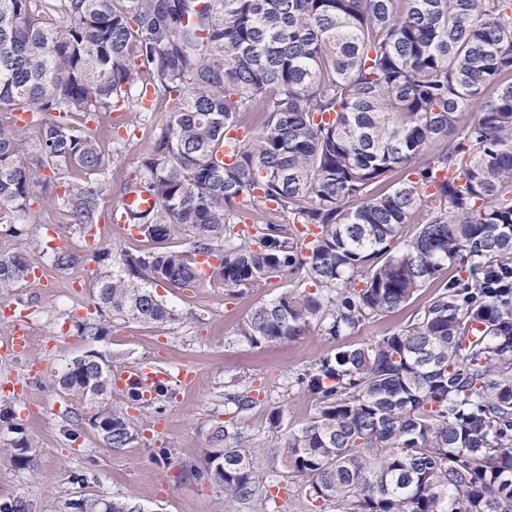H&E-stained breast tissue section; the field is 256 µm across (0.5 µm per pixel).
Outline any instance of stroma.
<instances>
[{"mask_svg":"<svg viewBox=\"0 0 512 512\" xmlns=\"http://www.w3.org/2000/svg\"><path fill=\"white\" fill-rule=\"evenodd\" d=\"M148 111L134 114L133 125L121 146H113L109 119H102L99 140L107 161L104 209L116 206L126 177L140 157L149 152L151 134L166 117V94L149 95ZM65 245L79 255L83 289L72 286V272H51V285H23L11 297L24 309L34 333L28 352H0V402L11 403L15 424L34 442L30 467L13 465L0 452V506L23 498L27 512H73L72 505L86 496L128 497L145 512H224V490L202 481L190 465L203 464L211 449L210 428L238 418L247 447L256 455L262 477H276L268 512H316L298 477L280 473L268 454L276 431L295 429L311 419L316 398L301 389L295 377L311 368L338 344L360 345L399 330L415 312L428 305L433 291L424 289L407 306L365 323L336 341L320 333L271 347L255 348L238 340L237 329L253 308L274 298L289 284L274 278L243 294L198 288L176 291L158 288L178 319L164 324L109 323L106 336L91 341L78 333L75 322L94 310L88 286L99 267L89 256L96 247L147 251L151 241L125 237L111 229L99 245L75 234ZM95 350L122 366L146 362L168 373V393L153 404L130 406L139 438L128 448H109L88 422L73 421L70 400L53 386L66 363ZM192 368V383L179 382L183 368ZM244 393L253 407L235 413L226 397ZM281 414L272 428L271 414Z\"/></svg>","mask_w":512,"mask_h":512,"instance_id":"obj_1","label":"stroma"}]
</instances>
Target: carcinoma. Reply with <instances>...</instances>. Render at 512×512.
Segmentation results:
<instances>
[{"mask_svg":"<svg viewBox=\"0 0 512 512\" xmlns=\"http://www.w3.org/2000/svg\"><path fill=\"white\" fill-rule=\"evenodd\" d=\"M150 87L168 115L123 192L156 199L125 223L157 247L94 253L97 313L77 330L105 335V312L177 320L157 286L244 293L289 271L237 336L339 339L434 288L401 329L299 375L316 412L270 455L321 512H512V0H0V236L43 203L87 236L104 218L95 124L148 110ZM250 112L260 130L227 137ZM29 113L48 119L27 122V144L15 122ZM40 256L78 262L47 242L1 247V298ZM111 378L92 352L57 386L127 448L138 433ZM11 432V462L29 465L31 440ZM209 441L199 476L256 502L236 421ZM74 509L142 512L130 498Z\"/></svg>","mask_w":512,"mask_h":512,"instance_id":"1","label":"carcinoma"}]
</instances>
